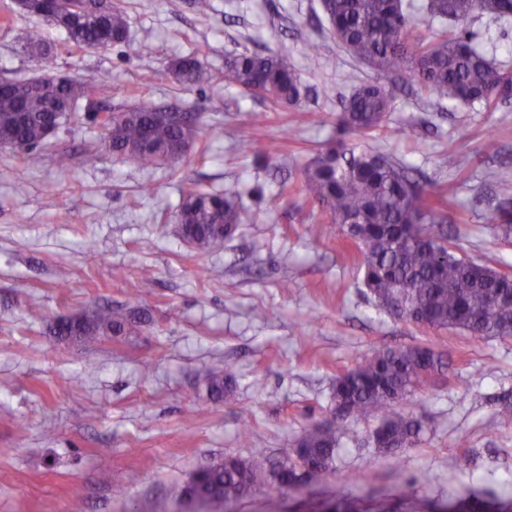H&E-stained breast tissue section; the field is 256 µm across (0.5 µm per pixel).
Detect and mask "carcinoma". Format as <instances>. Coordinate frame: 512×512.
<instances>
[{"instance_id": "carcinoma-1", "label": "carcinoma", "mask_w": 512, "mask_h": 512, "mask_svg": "<svg viewBox=\"0 0 512 512\" xmlns=\"http://www.w3.org/2000/svg\"><path fill=\"white\" fill-rule=\"evenodd\" d=\"M99 0H64L55 16L57 26L81 48L105 41L126 43V16ZM330 33L352 56L385 72L393 82L410 74L420 93L466 104L512 96V72L495 66L467 33L450 30L434 41L413 34L414 25L403 0H322ZM431 18L455 25L477 12L492 19L512 16V0H428ZM24 49L44 57L48 48L41 31L25 34ZM188 85L210 81L206 68L193 56L171 63ZM227 83L271 100L294 105L300 96L299 74L287 55L233 54L224 62ZM94 90L91 82L59 84L39 77L10 80L0 92V142L25 155L41 146L50 131L78 118L81 99ZM393 103L389 87L377 82L358 85L337 118L342 132L365 137L381 127ZM97 151L138 170L177 161L200 136L212 137L190 117L181 121L160 115L157 108L132 105L99 119ZM299 193L324 205L330 215L329 234L352 244L360 255L366 294L374 302L391 299L406 316L432 329L465 332L473 337H512V275L494 262H473L457 254L447 236L445 203L412 180L409 167L376 151L355 153L340 139L321 150L301 171ZM500 236L512 238V184L497 187ZM235 193H187L175 214L182 237L204 250L229 237L239 223ZM147 321L109 307L59 317L54 334L61 340L87 341L126 335ZM444 354L434 347L389 348L375 353L336 377L332 390L336 423L317 425L299 439L293 455L278 462L261 449L248 458L227 456L203 467L181 491V497L202 505L205 512H234V506L255 486L270 479L276 490L321 483L332 468L340 437L350 421L382 414L372 434L379 452L396 456L420 441L424 421L395 411L433 375L443 372ZM234 367L215 368L209 381L211 397L232 391Z\"/></svg>"}]
</instances>
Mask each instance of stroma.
Masks as SVG:
<instances>
[{
    "label": "stroma",
    "instance_id": "35a3bbf8",
    "mask_svg": "<svg viewBox=\"0 0 512 512\" xmlns=\"http://www.w3.org/2000/svg\"><path fill=\"white\" fill-rule=\"evenodd\" d=\"M115 2L126 44L90 49L0 0V19H10L0 22V80L93 79L100 111L176 107L221 135L147 171L98 154V128L84 117L27 155L0 148V512H71L75 489L84 512H153L224 456L293 454L304 431L332 422L339 375L378 350L423 344L448 367L396 407L423 419L419 444L393 462L372 446L379 416L351 423L333 474L282 493V512H332L342 497L354 512H375L382 500L391 512H438L467 487L512 512V338L391 315L366 295L356 250L317 235L327 212L296 191L301 169L335 139L344 96L378 71L336 42L321 0H210L204 15L191 0ZM32 27L49 59L23 50ZM465 29L512 71V17L475 15ZM241 52L287 54L301 76L299 103L277 106L226 83L224 61ZM188 54L210 84L175 79L171 61ZM393 96L363 147L408 164L426 191L444 195L458 254L496 255L512 274V242L498 236L492 208L498 181H512V98L464 104L411 83ZM255 112L263 125H252ZM490 137L498 154L484 151ZM248 139L266 155L247 151ZM59 152L73 156L70 170L57 168ZM192 189L240 196L235 232L204 251L182 241L172 219ZM98 305L150 320L88 342L50 333L56 317ZM224 363L237 378L215 401L206 386Z\"/></svg>",
    "mask_w": 512,
    "mask_h": 512
}]
</instances>
